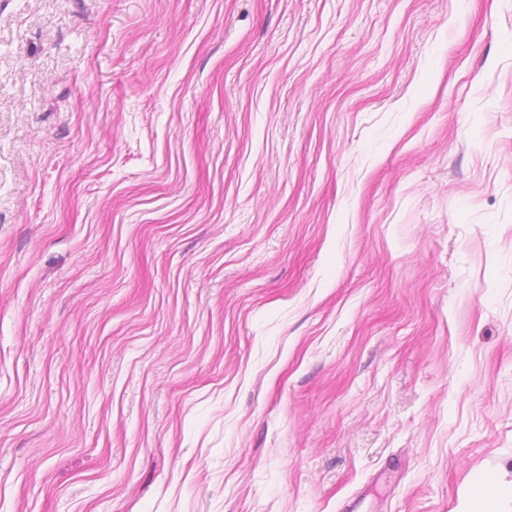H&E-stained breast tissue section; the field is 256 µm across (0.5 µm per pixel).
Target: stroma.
<instances>
[{"instance_id": "obj_1", "label": "stroma", "mask_w": 512, "mask_h": 512, "mask_svg": "<svg viewBox=\"0 0 512 512\" xmlns=\"http://www.w3.org/2000/svg\"><path fill=\"white\" fill-rule=\"evenodd\" d=\"M512 488V0H0V512H467Z\"/></svg>"}]
</instances>
